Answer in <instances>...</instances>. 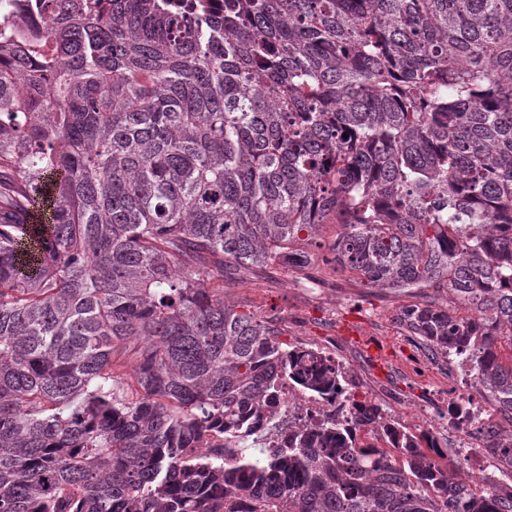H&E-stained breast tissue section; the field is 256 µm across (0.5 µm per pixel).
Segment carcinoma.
<instances>
[{"label":"carcinoma","mask_w":512,"mask_h":512,"mask_svg":"<svg viewBox=\"0 0 512 512\" xmlns=\"http://www.w3.org/2000/svg\"><path fill=\"white\" fill-rule=\"evenodd\" d=\"M0 49V512H512L364 405L288 429L285 381H345L224 303L302 268L316 225L366 286L445 288L401 322L506 411L512 0H24ZM134 361L132 382L114 373ZM223 435L232 462L198 453Z\"/></svg>","instance_id":"1"}]
</instances>
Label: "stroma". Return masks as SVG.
Masks as SVG:
<instances>
[{
	"label": "stroma",
	"mask_w": 512,
	"mask_h": 512,
	"mask_svg": "<svg viewBox=\"0 0 512 512\" xmlns=\"http://www.w3.org/2000/svg\"><path fill=\"white\" fill-rule=\"evenodd\" d=\"M342 227L335 220L318 225L309 248L310 263L303 268L274 265L263 271L240 270L224 281V301L237 311L272 322L279 340L287 345L316 347L335 343L336 356L356 377L368 401L379 404L385 419L408 429L444 424L438 399L443 390L413 375L429 363L452 372L449 388H456L465 372L447 357L432 354L400 325L402 308L427 300L470 316L447 291L424 288L399 294L365 287L361 278L340 269L331 246ZM378 340L391 353L375 364L363 350L364 340Z\"/></svg>",
	"instance_id": "stroma-1"
}]
</instances>
